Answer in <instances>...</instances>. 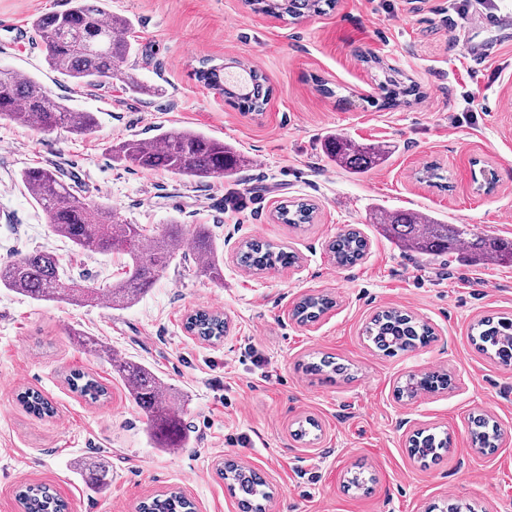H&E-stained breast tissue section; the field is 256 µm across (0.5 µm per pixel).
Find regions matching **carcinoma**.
<instances>
[{
	"label": "carcinoma",
	"instance_id": "obj_1",
	"mask_svg": "<svg viewBox=\"0 0 512 512\" xmlns=\"http://www.w3.org/2000/svg\"><path fill=\"white\" fill-rule=\"evenodd\" d=\"M255 12L288 16L300 20L313 14H325L337 0H245ZM35 30L45 47L49 67L70 79L77 87H95L104 79H120L132 93L147 94L133 69L124 67L134 52L129 38L132 26L128 19L115 16L105 9V0H70V7L61 12L39 16ZM223 67L212 66L199 71L205 84H223ZM250 86L245 94L232 97L244 111L261 112L270 88L266 78L256 70L249 72ZM387 103L394 106L417 95L414 84L390 74L386 79ZM0 116L30 127L38 132L64 129L71 134L87 136L95 132L97 119L91 112L77 111L54 99L34 78L17 70L0 68ZM326 158L351 174L365 173L387 161L388 151L373 144H358L335 133L324 142ZM113 157L141 169H163L187 181L202 182L227 177L251 164V159L223 141L188 129L164 130L152 140L130 138L113 149ZM21 179L35 202L48 216L53 231L70 241L76 248L95 254L121 253L127 256L124 276L102 291L68 276L59 259L44 251H32L0 263V288H8L36 301H59L76 306L106 302L113 309H126L136 304L160 278L171 260L184 255L186 234L181 224H169L158 236H149L140 224H123L115 220L112 208L88 202L75 186L67 182L56 169L30 167L22 171ZM313 206L305 201L288 202L278 208V219L300 227L310 223ZM385 236L397 246L420 256L438 258L457 251L477 265H511L512 240L481 236L464 224H442L432 216L408 210H380L375 214ZM190 241L194 267L217 283L224 282V268L219 247L203 227ZM367 241L349 231L339 234L329 244L336 263L352 265L360 260ZM237 262L256 273L276 265L291 266L297 255L285 247L268 241L247 240L237 252ZM333 307L326 295L306 296L294 308L301 322L314 321ZM185 328L200 339L218 342L224 337V317L208 310L191 314ZM472 341L477 349L498 363L512 364V318L484 317L472 328ZM368 333L381 351L392 355L425 346L433 339L432 329L406 312L390 309L377 313ZM113 378L121 381L133 402L146 414L150 436L155 447L174 452L186 447L189 437L180 416L168 404L169 389L161 377L146 365L116 353H108ZM305 372L330 377L338 372L333 362L322 358L304 365ZM71 389L80 396L97 402L107 395L95 378L73 372L68 377ZM449 385L448 375L438 373L421 381L408 375L396 386V395L412 400L424 389ZM20 404L30 413L51 417L55 407L41 392L27 389L19 394ZM471 437L479 448H491L495 442L497 424L479 415L472 420ZM449 437L416 432L409 441L410 455L418 461L438 458L448 449ZM87 484L94 489L108 484L109 471L98 461L85 463ZM219 474L228 481V489L241 495L243 512H265V502L271 498L268 482L256 471L236 463H226ZM22 512H66V504L45 486H24L17 493ZM139 512H195V504L180 490L158 494L139 505Z\"/></svg>",
	"mask_w": 512,
	"mask_h": 512
}]
</instances>
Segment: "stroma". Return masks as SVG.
<instances>
[{"label": "stroma", "mask_w": 512, "mask_h": 512, "mask_svg": "<svg viewBox=\"0 0 512 512\" xmlns=\"http://www.w3.org/2000/svg\"><path fill=\"white\" fill-rule=\"evenodd\" d=\"M453 0H338L302 20L257 13L244 0H106L138 34L129 63L153 96H134L117 80L75 87L49 68L33 22L69 0H0V66L37 79L55 97L94 113L98 131L42 134L0 119V261L20 253L55 254L68 274L104 288L121 278L124 256L76 250L58 237L21 182L25 168L50 166L89 200L110 206L149 234L171 223L206 225L220 247L217 284L172 261L131 308L34 301L0 288V512H20L24 485L49 487L69 512H136L140 501L178 488L197 512H242L217 473L224 462L266 478V512H512V366L480 353L472 328L512 314V266H476L450 254L415 255L385 239L376 210L405 209L472 232L512 239V41L487 28L489 10L512 13V0H469L458 18ZM488 44L478 60L468 45ZM237 60L261 71L271 89L260 112H244L197 73ZM400 71L418 95L390 107L382 67ZM499 78H492V71ZM188 128L252 159L236 174L207 183L144 171L112 157L130 138ZM341 133L386 147L388 160L362 175L327 162L326 137ZM436 166L443 182L423 177ZM316 208L295 229L277 210L290 200ZM356 230L369 242L352 266L328 245ZM288 246L298 261L255 274L238 265L243 241ZM335 305L299 322L303 297ZM223 313L222 341L185 329L188 315ZM396 308L427 323L433 340L394 356L368 340L381 310ZM100 338L115 353L151 367L169 386L190 433L187 448H154L143 411L113 378L107 357L76 345L71 330ZM331 356L344 374L322 381L302 365ZM80 370L106 386L93 403L70 389ZM440 371L452 385L415 400L397 399L406 375ZM34 389L56 414L27 413L17 397ZM485 414L503 430L495 451L471 442V420ZM318 423L305 438L300 421ZM421 429L449 436L440 460L408 451ZM95 459L112 476L88 489L83 465ZM367 489L348 488L358 469Z\"/></svg>", "instance_id": "stroma-1"}]
</instances>
